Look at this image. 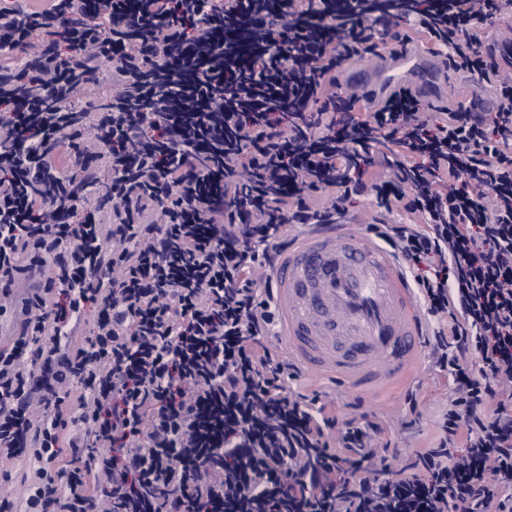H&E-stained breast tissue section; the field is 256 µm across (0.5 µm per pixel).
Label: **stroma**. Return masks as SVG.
<instances>
[{
    "mask_svg": "<svg viewBox=\"0 0 512 512\" xmlns=\"http://www.w3.org/2000/svg\"><path fill=\"white\" fill-rule=\"evenodd\" d=\"M294 389L319 393L321 401L338 423L360 416L377 422L383 440L400 449L392 471H399L410 454L434 446L440 437V417L448 405L452 381L436 365L430 348H423L407 382L396 390L370 397L356 395L326 372L300 370Z\"/></svg>",
    "mask_w": 512,
    "mask_h": 512,
    "instance_id": "stroma-1",
    "label": "stroma"
}]
</instances>
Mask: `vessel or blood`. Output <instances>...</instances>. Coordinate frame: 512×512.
<instances>
[{
    "label": "vessel or blood",
    "mask_w": 512,
    "mask_h": 512,
    "mask_svg": "<svg viewBox=\"0 0 512 512\" xmlns=\"http://www.w3.org/2000/svg\"><path fill=\"white\" fill-rule=\"evenodd\" d=\"M413 71L421 75V95L440 100L447 69L418 39L377 59L356 82L376 105ZM274 279L282 334L304 366L332 368L360 394L408 377L422 347V320L413 288L379 246L348 225H322L289 247Z\"/></svg>",
    "instance_id": "vessel-or-blood-1"
}]
</instances>
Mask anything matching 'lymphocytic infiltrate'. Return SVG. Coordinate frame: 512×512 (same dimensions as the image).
<instances>
[{
    "instance_id": "obj_1",
    "label": "lymphocytic infiltrate",
    "mask_w": 512,
    "mask_h": 512,
    "mask_svg": "<svg viewBox=\"0 0 512 512\" xmlns=\"http://www.w3.org/2000/svg\"><path fill=\"white\" fill-rule=\"evenodd\" d=\"M47 2L0 0V462L37 465L0 512H512V412L487 409L512 388V38L479 31L512 0ZM407 21L495 84L494 119L337 92ZM368 189L453 382L396 477L376 422L291 387L255 277Z\"/></svg>"
}]
</instances>
